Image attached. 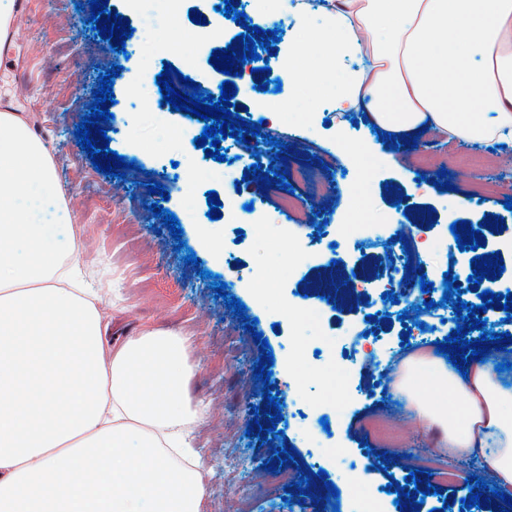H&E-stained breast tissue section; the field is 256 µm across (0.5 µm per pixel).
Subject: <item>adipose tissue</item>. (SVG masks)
I'll use <instances>...</instances> for the list:
<instances>
[{
  "label": "adipose tissue",
  "instance_id": "ef3b65f1",
  "mask_svg": "<svg viewBox=\"0 0 512 512\" xmlns=\"http://www.w3.org/2000/svg\"><path fill=\"white\" fill-rule=\"evenodd\" d=\"M308 36L312 80L379 129L512 149V0H327ZM74 248L47 152L1 112L0 512H205L185 341L145 327L112 346ZM433 375L453 406L418 412L512 491V389L488 365Z\"/></svg>",
  "mask_w": 512,
  "mask_h": 512
}]
</instances>
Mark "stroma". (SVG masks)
<instances>
[{"label":"stroma","instance_id":"35a3bbf8","mask_svg":"<svg viewBox=\"0 0 512 512\" xmlns=\"http://www.w3.org/2000/svg\"><path fill=\"white\" fill-rule=\"evenodd\" d=\"M24 2L23 34L10 49L0 50V74L11 78L9 89L0 93V111L25 119L47 150L73 216V258L98 291V309L111 324L113 345L145 326L186 338V358L194 368L187 391L207 407L195 423L193 441L211 489L207 512H239L245 497L248 512H357L370 493L389 482L414 491L407 459L424 454L441 456L458 468L459 478L425 496L421 512H459L457 501L468 496L470 476L479 474L494 483V476L481 473L477 465L461 468V456L439 443L408 402L412 396L427 403L445 395L426 367L438 357L436 345L405 343L398 319L402 309L383 298L392 245L360 250L345 239L336 248L331 241L335 225L357 221L355 180L360 177L369 186L373 222H392L395 237L417 235L430 264L456 277L462 301L477 302L482 290L504 292L512 286V250L504 246L512 238V211L504 207L512 197V157L484 146L437 143L429 132L422 135L426 147L390 150L366 124L365 112L338 109L334 82L311 85L308 73L317 66V48H309L303 61L289 68L288 52L298 41L296 0H277L275 18L263 11L247 13L248 24L279 29L281 40L272 46L270 75L254 73L238 83L231 111L254 123L272 118L284 129L288 162L301 169L294 195L328 222L321 230L300 224L296 212L282 210L281 190H260L252 179L247 193H237L236 181L244 179L255 159L229 165L207 157L193 143L203 131V120L167 105H153L146 113L132 104L141 79L156 80L168 64L190 75L202 93L219 96L225 76L210 64L211 52L240 40L242 29L215 11L211 0H184L174 20L154 2L144 11L130 0H109V9L128 18L133 29L121 54L92 30L87 0ZM194 10L203 14L205 24L192 23ZM114 64L121 70L105 130L110 150L136 163L122 179L97 171L74 135L89 112L101 73ZM270 78L281 81L280 91L263 90ZM175 159L180 162L176 168L171 165ZM325 160L334 161L335 171L322 169ZM191 168L201 171L200 180L186 179ZM441 170L450 191L424 189L419 175L433 179ZM489 171L500 185L483 206H474ZM148 176L162 183L163 195L149 194L143 184ZM326 179L332 180V190L319 193ZM104 181L112 185L113 224L100 221ZM390 185L404 193L400 206L392 204L386 191ZM211 191L223 204L218 220L207 216ZM159 201L177 217L181 239H173L151 212ZM427 206L433 207V215L424 214ZM256 212L265 216V224L250 232L244 244L231 245L232 226L251 223ZM489 215L504 219V231L487 234L477 250H459L451 224L466 220L476 226ZM180 240L185 243L181 249L176 246ZM191 252L198 264L185 263ZM493 252L503 260L502 276L473 287L468 280L471 259ZM203 269L208 272L204 278L199 275ZM215 276L226 283L228 295L245 304L246 316L235 315L216 297L211 284ZM352 279L368 283L364 301L351 302ZM328 281L339 286L332 302L320 292ZM315 308L322 312L321 321L311 317ZM248 317L256 320V330L270 345V382L280 400H297L309 414L308 438L281 421L275 424L281 434L273 443L249 444V421L259 420L265 429L273 424L254 415L263 402L262 384L254 375L261 347L244 327ZM351 329L380 333L396 360L387 365L358 351L352 356L348 387H329L328 365L315 360L312 351ZM402 376L408 380L404 392L391 385ZM290 448L298 456L286 462L289 472L322 469L328 474L327 479H313L308 496L263 480V464L272 451ZM386 452L391 461H383ZM355 475L361 476L360 484H352ZM328 480L339 491L333 503L325 500Z\"/></svg>","mask_w":512,"mask_h":512}]
</instances>
